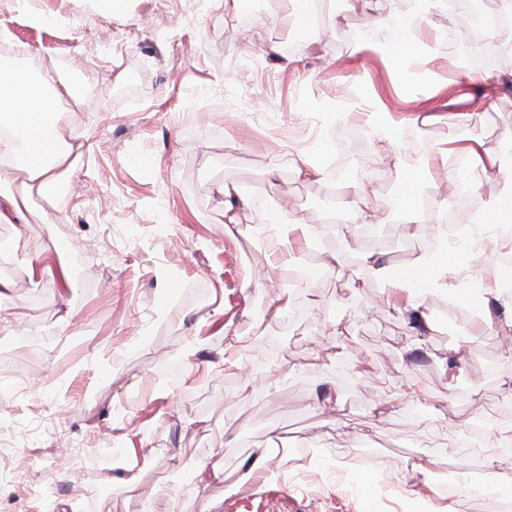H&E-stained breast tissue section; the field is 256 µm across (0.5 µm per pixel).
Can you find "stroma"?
<instances>
[{
  "instance_id": "obj_1",
  "label": "stroma",
  "mask_w": 512,
  "mask_h": 512,
  "mask_svg": "<svg viewBox=\"0 0 512 512\" xmlns=\"http://www.w3.org/2000/svg\"><path fill=\"white\" fill-rule=\"evenodd\" d=\"M44 22L17 6L0 7V46L37 71L69 83L62 124L89 134L60 195L30 200L23 230L0 223V254L11 272L0 288V424L25 441L7 467L28 485L0 483V512H422L429 502L470 494L445 490L435 476L469 469L480 458L448 459L438 430L454 424L462 445L488 425L512 422V392L482 374L483 363L506 366L499 340L482 348L459 338L412 336L400 315L377 305L380 290L358 255L370 251L406 269L420 254L409 223L353 227L354 242L331 234L346 215L327 179L301 175L305 152L334 157L340 137L359 133L370 173L369 204L397 211L412 184L434 236L447 238L458 206L455 189L428 165L431 148L469 139L499 151L512 144V93L482 109L479 86L458 79L445 94L418 104L406 97L390 61L372 52L340 59L343 34L383 41L367 14L407 17L400 0H326L333 25L311 34L307 53L283 52L288 29L274 19L290 0H246L236 13L220 0H124L112 16L87 0H38ZM485 34L435 10L417 37L426 74L458 71L459 53L479 51ZM377 101L392 104L404 124L391 136L359 120ZM468 114L465 122L457 113ZM247 188L254 211L305 225L302 259L322 266L342 253L340 268L312 283L302 335H282L283 354L264 360L267 341L244 351L241 367L225 364L228 341L245 317L280 293L284 270L253 247L245 224L224 221V184ZM327 237L313 249L310 238ZM54 243L60 264L84 257L82 282L62 288L36 283L28 261ZM224 308L223 327L205 317ZM349 332L363 376L343 383L336 371L335 328ZM198 347L194 370L162 372ZM456 345L462 373L449 382L445 359ZM411 377L422 396L400 400ZM336 426L328 454L303 457L292 445H316L322 420ZM277 427L278 444L266 442ZM132 448L135 490L111 482L105 449ZM265 455L280 481L244 483L247 461ZM431 462L433 478L411 500L393 490L413 461ZM224 469L200 481L201 465Z\"/></svg>"
}]
</instances>
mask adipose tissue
Masks as SVG:
<instances>
[{
  "instance_id": "1",
  "label": "adipose tissue",
  "mask_w": 512,
  "mask_h": 512,
  "mask_svg": "<svg viewBox=\"0 0 512 512\" xmlns=\"http://www.w3.org/2000/svg\"><path fill=\"white\" fill-rule=\"evenodd\" d=\"M439 2L416 0V11L404 30L391 31L388 42L376 44V51L391 59L396 68H404L415 55L413 31L419 30ZM72 94L70 85L53 72L22 77L0 67V184L12 171L25 174L22 193L0 191V223L27 224L30 198L62 185L87 150L84 133H66L61 128L56 104ZM454 154L474 159L491 172L504 169L502 156L488 151L482 143L455 139L433 152L429 163L447 165ZM495 228L512 229V176L488 201L479 220L449 240L443 259L434 261L420 254L406 274L394 278L377 265L372 254H362L360 262L377 279L383 300L401 315L414 317L417 325L429 332L434 328L427 311L429 297L443 293L454 302L466 301L470 284L480 277L474 261L493 247L488 234ZM472 327L488 335L512 336V296L496 288L485 289Z\"/></svg>"
}]
</instances>
